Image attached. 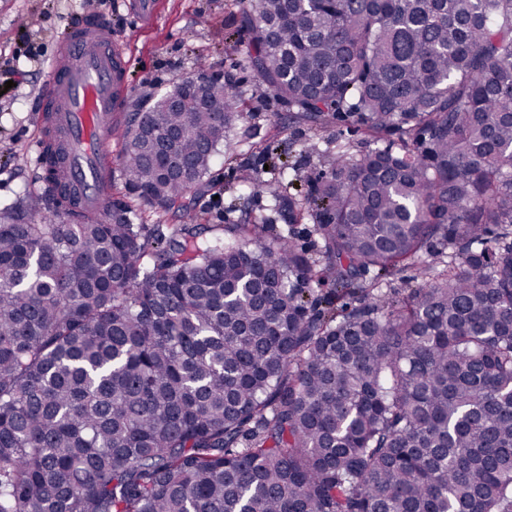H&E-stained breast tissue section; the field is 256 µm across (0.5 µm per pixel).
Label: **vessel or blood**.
<instances>
[{
  "label": "vessel or blood",
  "mask_w": 512,
  "mask_h": 512,
  "mask_svg": "<svg viewBox=\"0 0 512 512\" xmlns=\"http://www.w3.org/2000/svg\"><path fill=\"white\" fill-rule=\"evenodd\" d=\"M127 65L125 47L106 19L86 15L70 23L40 95L42 137L61 150V188L72 204L62 220L103 205L100 174L115 161L112 115L130 92Z\"/></svg>",
  "instance_id": "obj_1"
}]
</instances>
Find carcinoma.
I'll use <instances>...</instances> for the list:
<instances>
[{
    "label": "carcinoma",
    "mask_w": 512,
    "mask_h": 512,
    "mask_svg": "<svg viewBox=\"0 0 512 512\" xmlns=\"http://www.w3.org/2000/svg\"><path fill=\"white\" fill-rule=\"evenodd\" d=\"M242 22L295 122L371 149L244 175L286 233L149 229L110 195L65 224L47 190L1 212L0 512H512V0H242ZM196 68L209 107L169 108L178 84L127 116L126 185L162 207L243 112ZM404 268L422 284L382 290Z\"/></svg>",
    "instance_id": "cac0c4a2"
}]
</instances>
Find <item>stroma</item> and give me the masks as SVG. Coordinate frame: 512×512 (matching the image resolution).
I'll list each match as a JSON object with an SVG mask.
<instances>
[{
	"instance_id": "obj_1",
	"label": "stroma",
	"mask_w": 512,
	"mask_h": 512,
	"mask_svg": "<svg viewBox=\"0 0 512 512\" xmlns=\"http://www.w3.org/2000/svg\"><path fill=\"white\" fill-rule=\"evenodd\" d=\"M158 2L157 16L145 25L124 12L112 13V32L127 47L131 83L117 130H124L127 113L146 111L157 96L192 76L200 58L210 73L239 82L245 110L223 145L234 160L215 157L209 173L190 190L189 208L144 204L126 186L121 166H113L112 192L137 209L139 223L235 224L246 218L257 223L272 216V200L263 194L241 199L246 166L286 161L301 175L314 177L325 170L318 152L327 141L347 143L355 155L364 150V136L347 122L322 128L293 122L287 104L274 99L257 74L243 67L251 35L242 25L239 0ZM84 10V0H0V210L20 201L32 208L43 205L34 169L38 93L69 19ZM32 46L38 55H28Z\"/></svg>"
}]
</instances>
